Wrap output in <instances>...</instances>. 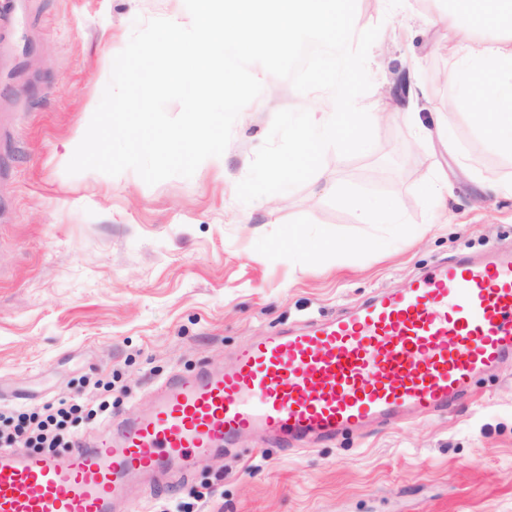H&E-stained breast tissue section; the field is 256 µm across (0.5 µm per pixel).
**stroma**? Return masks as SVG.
Returning <instances> with one entry per match:
<instances>
[{
    "instance_id": "35a3bbf8",
    "label": "stroma",
    "mask_w": 512,
    "mask_h": 512,
    "mask_svg": "<svg viewBox=\"0 0 512 512\" xmlns=\"http://www.w3.org/2000/svg\"><path fill=\"white\" fill-rule=\"evenodd\" d=\"M25 36L0 35V405L86 400L112 382V414L148 405L172 372L230 365L251 338L335 317L461 251L512 242V157L469 113H446L452 65L446 0H356L380 26L359 107L382 113L374 144L290 191L241 203L276 112L333 107L324 91L252 73L262 94L240 113L223 168L147 185L136 172L67 174L135 19L178 18L183 0H18ZM422 88L392 111L398 81ZM450 122L453 140L436 135ZM448 192L434 221L421 178ZM399 198L395 224L357 204ZM128 512H512V361L480 376L448 412L329 441L243 440L198 460L181 483L131 486Z\"/></svg>"
}]
</instances>
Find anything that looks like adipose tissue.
Returning a JSON list of instances; mask_svg holds the SVG:
<instances>
[{
    "instance_id": "obj_1",
    "label": "adipose tissue",
    "mask_w": 512,
    "mask_h": 512,
    "mask_svg": "<svg viewBox=\"0 0 512 512\" xmlns=\"http://www.w3.org/2000/svg\"><path fill=\"white\" fill-rule=\"evenodd\" d=\"M436 26L452 31L446 80V112H471L478 133L498 152L512 156V0H448ZM491 76L489 109L473 108L479 78Z\"/></svg>"
}]
</instances>
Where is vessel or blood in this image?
Segmentation results:
<instances>
[{"mask_svg":"<svg viewBox=\"0 0 512 512\" xmlns=\"http://www.w3.org/2000/svg\"><path fill=\"white\" fill-rule=\"evenodd\" d=\"M512 357V247L461 252L311 331L243 347L231 368L175 372L150 409L66 455L0 449V512H117L135 481L189 469L243 433L333 439L362 421L447 411Z\"/></svg>","mask_w":512,"mask_h":512,"instance_id":"1","label":"vessel or blood"}]
</instances>
